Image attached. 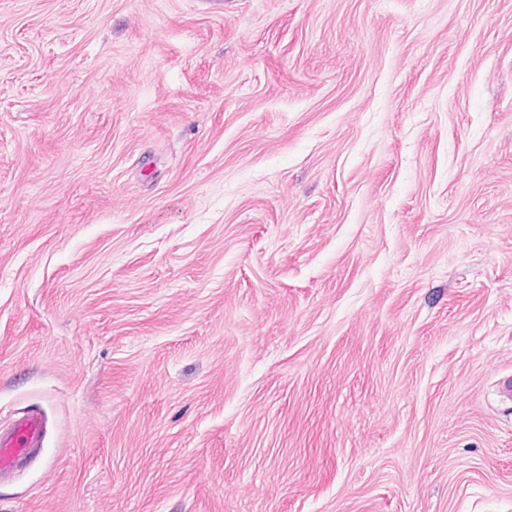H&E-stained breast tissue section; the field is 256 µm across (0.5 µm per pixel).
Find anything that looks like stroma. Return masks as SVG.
Instances as JSON below:
<instances>
[{
  "mask_svg": "<svg viewBox=\"0 0 512 512\" xmlns=\"http://www.w3.org/2000/svg\"><path fill=\"white\" fill-rule=\"evenodd\" d=\"M0 0V512H512V0ZM46 434L47 419L36 410L0 422V478L14 474L24 459L42 448Z\"/></svg>",
  "mask_w": 512,
  "mask_h": 512,
  "instance_id": "stroma-1",
  "label": "stroma"
}]
</instances>
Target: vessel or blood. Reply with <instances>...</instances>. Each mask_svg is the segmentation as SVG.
<instances>
[{
  "mask_svg": "<svg viewBox=\"0 0 512 512\" xmlns=\"http://www.w3.org/2000/svg\"><path fill=\"white\" fill-rule=\"evenodd\" d=\"M47 419L31 410L0 423V478L14 474L19 464L43 446Z\"/></svg>",
  "mask_w": 512,
  "mask_h": 512,
  "instance_id": "obj_1",
  "label": "vessel or blood"
}]
</instances>
